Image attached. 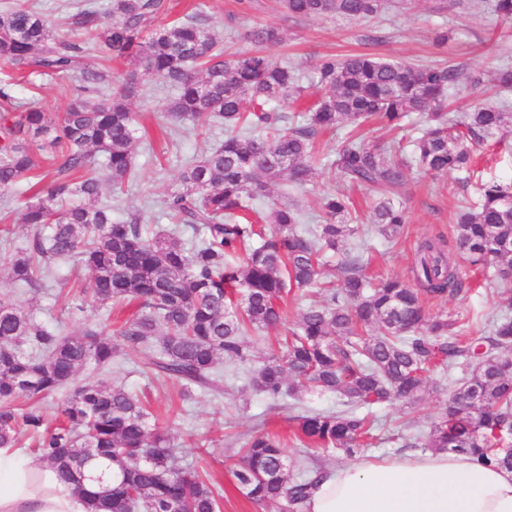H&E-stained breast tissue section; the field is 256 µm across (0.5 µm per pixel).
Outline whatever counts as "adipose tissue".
Listing matches in <instances>:
<instances>
[{
    "label": "adipose tissue",
    "instance_id": "adipose-tissue-1",
    "mask_svg": "<svg viewBox=\"0 0 512 512\" xmlns=\"http://www.w3.org/2000/svg\"><path fill=\"white\" fill-rule=\"evenodd\" d=\"M0 512H89L51 469L0 449ZM307 512H512V472L450 451L363 455L327 471Z\"/></svg>",
    "mask_w": 512,
    "mask_h": 512
}]
</instances>
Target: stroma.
Instances as JSON below:
<instances>
[{
    "mask_svg": "<svg viewBox=\"0 0 512 512\" xmlns=\"http://www.w3.org/2000/svg\"><path fill=\"white\" fill-rule=\"evenodd\" d=\"M46 15L56 31L68 33L75 15L82 9L96 10L109 19L110 0H26ZM190 12L199 13L214 27L224 46L248 53L255 45L248 33L258 25L280 29L286 40L270 48L273 59L297 68L305 87H312L316 66L327 55L368 53L383 59L425 65L444 62L461 69L466 77L453 99L458 108L488 102L494 98L493 81L498 69L512 66V20L498 19L489 10L475 6L464 8L454 0H412L404 9H389L376 19L345 21L336 18L297 19L281 9L278 0H165L159 23L166 24ZM447 30L448 43H435L437 31ZM138 95L132 109L137 121L139 145L135 157L137 177L118 192H104L112 205L113 218L124 220L139 213L144 223L157 233L172 227L167 217V191L183 167L224 139L223 125L191 131L175 125L168 109L177 95L175 88L137 72ZM80 76L65 79L35 77L16 86L18 109L36 106L59 116L81 87ZM470 176L457 172L435 177L413 171L399 198L406 210L407 224L394 240L377 233L364 205L365 193L352 190L357 204L358 233L350 241L353 253L368 260L367 273L378 278L413 280L416 250L424 238L443 234L453 238L455 217L461 207L479 201L481 183L512 181V134L496 135L479 146ZM24 185L0 190V251L14 252L24 247L32 235L23 224L21 209ZM462 293L453 297H429L426 307L434 313L448 314L463 326L468 335H490L493 323L503 316L512 317V291L491 285V270L460 262ZM84 272L70 260L53 263L39 290L23 288L0 271V298L29 306L37 320L60 325L65 333H80L90 321L116 329L120 321L135 315L136 306L115 313L96 308L86 301L85 312L69 313L59 296L81 287ZM316 295L289 297L283 306V323L275 328L249 334L253 364H260L275 347L279 336L294 328L301 313L316 302ZM103 379L122 385L133 393L146 394L154 416L168 425L182 463L206 473L221 493L222 512H272L271 507L255 504L239 490L232 473L237 468L240 450L255 432H277L285 446L292 468L304 466L323 470L348 463V456L322 454L300 447L295 440V419L310 412L341 410L333 394H308L301 402L276 401L262 393L242 391V374H225L224 391H194L183 398L180 384L144 368L134 351L125 350L111 370H82L79 381ZM437 392L426 395L416 406L391 402L375 411L374 439L367 452L371 455L401 456L415 448H424L430 428L444 413L458 387L456 377L433 374Z\"/></svg>",
    "mask_w": 512,
    "mask_h": 512,
    "instance_id": "1",
    "label": "stroma"
}]
</instances>
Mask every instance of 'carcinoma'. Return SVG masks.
<instances>
[{
  "label": "carcinoma",
  "mask_w": 512,
  "mask_h": 512,
  "mask_svg": "<svg viewBox=\"0 0 512 512\" xmlns=\"http://www.w3.org/2000/svg\"><path fill=\"white\" fill-rule=\"evenodd\" d=\"M290 15L370 20L385 0H280ZM163 0H111L112 22L95 10L76 14L103 49L88 63L79 43L61 40L40 12L14 5L0 12V60L23 77L78 71L92 86L118 79L107 62H129L177 88L170 116L188 129L224 125V141L180 173L168 192L175 225L191 230V246L176 234L148 232L141 218L119 222L100 206L102 184L96 155L120 190L134 176L138 143L129 100L137 86L126 82L112 102L75 94L54 117L40 108L13 105L12 83L0 82V190L30 178L42 158L31 143L54 149L50 185L25 200L22 221L34 231L25 252L4 263L14 282L41 285L43 269L70 258L88 273L84 292L102 306L135 301L140 312L118 331L121 342L87 324L76 336L36 320L31 311L0 300V448L18 446L22 432L47 420L36 403L73 387L58 404L64 421L46 431L35 453L95 508L108 512H219V493L194 468L179 464L168 432L150 420L147 406L123 386L85 381L80 370L112 366L123 345L158 372L195 388L223 391L219 365L250 363V332L281 322V304L293 290L317 287L323 300L309 306L284 340L280 353L251 369L249 384L273 399H298L302 392L336 394L345 409L298 417L300 443L324 452L352 455L372 438L373 421L359 407L391 400H420L432 369L466 376L431 431L429 447L466 454L482 465L512 469V449L496 435L512 424V318L502 317L488 337L461 339L457 322L428 314L425 295L461 290L455 255L496 268L497 281L512 273V183L487 181L480 202L455 219V237L425 239L415 260V283L398 278L371 283L359 257L343 249L356 233L349 224V196L342 190L322 198V222L305 226L303 213L273 204L264 220L267 236L249 217L250 201L285 181L304 189L315 183L321 163L312 152L314 135L344 124L360 130L377 120L392 130L412 113L424 118L412 153L402 145L373 144L354 133L328 164L340 182L376 193L372 221L386 238L401 234L405 213L393 196L417 168L425 174L466 171L473 149L485 138L512 131V67L502 68L495 104H476L453 119L446 112L461 72L452 66L417 67L365 54L329 56L316 68L319 97L304 108L299 125H281L272 105L303 92L300 72L279 64L264 49L284 42L279 29L261 27L251 40L260 50L224 53L218 34L196 16L154 25ZM325 252L339 253L338 283L321 280ZM116 468L120 480L90 479L88 467ZM238 487L251 501L279 512H302L320 471L290 474L276 436L263 432L247 443Z\"/></svg>",
  "instance_id": "obj_1"
}]
</instances>
